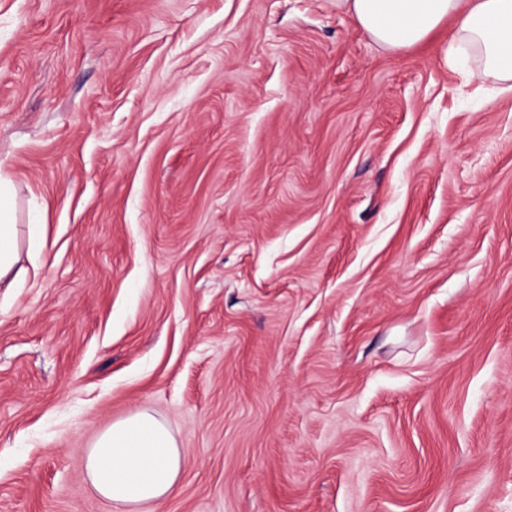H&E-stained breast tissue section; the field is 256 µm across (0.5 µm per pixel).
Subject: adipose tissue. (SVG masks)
I'll return each instance as SVG.
<instances>
[{
    "label": "adipose tissue",
    "instance_id": "obj_1",
    "mask_svg": "<svg viewBox=\"0 0 512 512\" xmlns=\"http://www.w3.org/2000/svg\"><path fill=\"white\" fill-rule=\"evenodd\" d=\"M379 45L409 49L448 27L444 60L471 59L472 78H493L512 93V0H336ZM15 191L0 177V288L25 277L19 263ZM84 467L96 491L130 508L150 505L174 489L185 465L160 419L137 411L99 432L84 451Z\"/></svg>",
    "mask_w": 512,
    "mask_h": 512
}]
</instances>
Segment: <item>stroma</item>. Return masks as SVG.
<instances>
[{
  "label": "stroma",
  "mask_w": 512,
  "mask_h": 512,
  "mask_svg": "<svg viewBox=\"0 0 512 512\" xmlns=\"http://www.w3.org/2000/svg\"><path fill=\"white\" fill-rule=\"evenodd\" d=\"M336 0H0V512L145 409L153 512H512V94ZM15 191L11 181L0 174V288L9 291L25 277L27 269L19 264Z\"/></svg>",
  "instance_id": "1"
}]
</instances>
